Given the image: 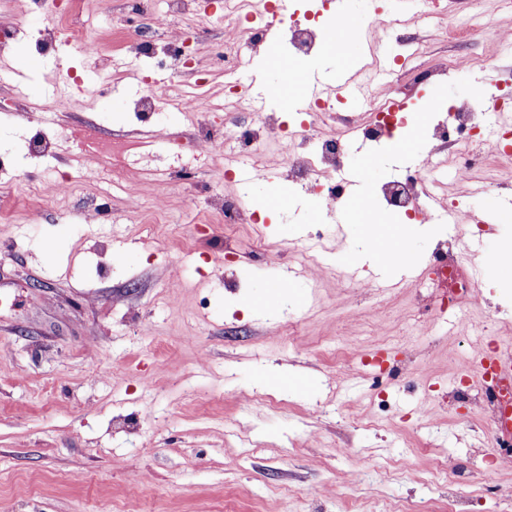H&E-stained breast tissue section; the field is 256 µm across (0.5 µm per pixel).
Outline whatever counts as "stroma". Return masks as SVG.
<instances>
[{
    "label": "stroma",
    "instance_id": "1",
    "mask_svg": "<svg viewBox=\"0 0 512 512\" xmlns=\"http://www.w3.org/2000/svg\"><path fill=\"white\" fill-rule=\"evenodd\" d=\"M78 20L99 59L68 42L49 55L20 41L0 52V189L14 215L0 222V512H512V468L483 473L495 457L496 424L485 401L458 402L461 359L512 349V256L498 243L512 223L449 221L448 202L475 215L512 197L509 153L480 162L468 178L430 155L434 104L512 95V0H294L312 21L332 20L334 49L315 63L352 74L375 57L384 99L394 83L408 126L400 149L360 137L344 168L356 172L371 217L356 224L352 202L324 208L300 187L267 203L285 181L273 148L253 158L236 142L195 169L199 131L224 136V11L200 0L184 16L192 72L217 112L199 120L177 110L138 122L148 90L195 93L192 73L158 66L119 47L143 13L165 0H79ZM52 0H0V19L38 32ZM389 24L367 38L373 14ZM459 62L441 80L423 76ZM70 92L56 109L57 88ZM36 104L17 112L14 101ZM47 133L51 152L29 143ZM141 139L128 179L110 180L109 160L83 161L72 138ZM424 165L433 187L428 230L387 213L377 196L406 167ZM67 190L52 192L55 182ZM237 202L247 224L216 217L215 198ZM97 221H88L94 208ZM387 242L412 264L449 244L473 275L480 303L453 298L433 273L390 283L365 267ZM304 269L273 279L276 266ZM370 460L360 469L356 456Z\"/></svg>",
    "mask_w": 512,
    "mask_h": 512
}]
</instances>
